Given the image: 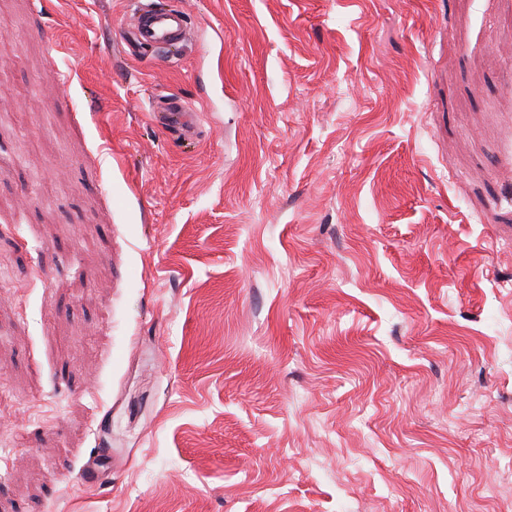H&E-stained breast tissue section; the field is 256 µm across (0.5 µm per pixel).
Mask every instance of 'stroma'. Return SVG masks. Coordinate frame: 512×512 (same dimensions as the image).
Listing matches in <instances>:
<instances>
[{
  "mask_svg": "<svg viewBox=\"0 0 512 512\" xmlns=\"http://www.w3.org/2000/svg\"><path fill=\"white\" fill-rule=\"evenodd\" d=\"M142 2L0 0V512H512L506 0ZM187 14L176 8L150 7L142 9L133 18V41L142 45L169 48L173 41L190 34Z\"/></svg>",
  "mask_w": 512,
  "mask_h": 512,
  "instance_id": "1",
  "label": "stroma"
}]
</instances>
